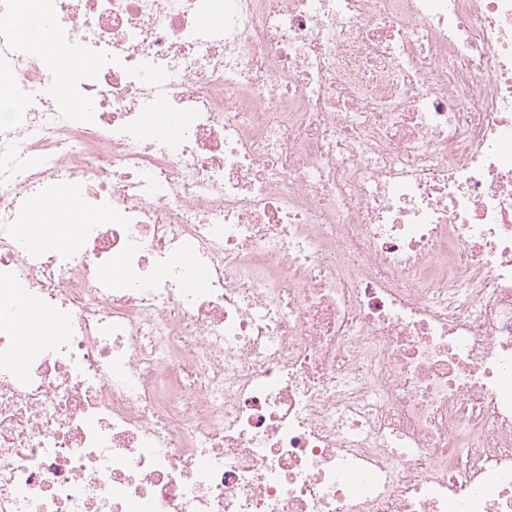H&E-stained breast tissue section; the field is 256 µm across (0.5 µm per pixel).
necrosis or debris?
Wrapping results in <instances>:
<instances>
[{"mask_svg":"<svg viewBox=\"0 0 512 512\" xmlns=\"http://www.w3.org/2000/svg\"><path fill=\"white\" fill-rule=\"evenodd\" d=\"M219 2L0 0V512H512V0ZM17 1L16 18L19 21L20 28L26 35H30L33 22L36 24V31L31 38L35 46L45 52L52 60L54 67L64 69L69 67L74 61V53L61 52L57 46L51 27L44 22H36L29 16V6H25L29 0Z\"/></svg>","mask_w":512,"mask_h":512,"instance_id":"1","label":"necrosis or debris"}]
</instances>
